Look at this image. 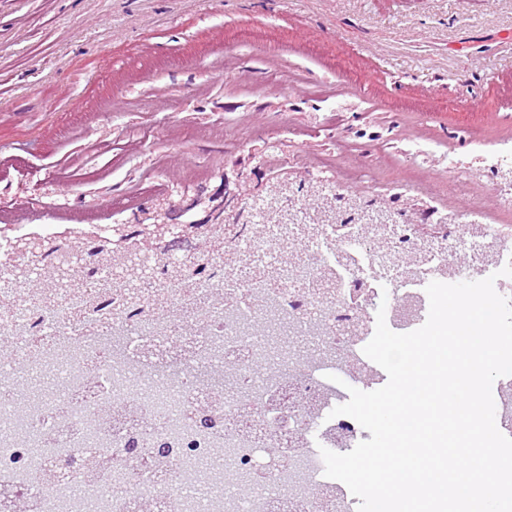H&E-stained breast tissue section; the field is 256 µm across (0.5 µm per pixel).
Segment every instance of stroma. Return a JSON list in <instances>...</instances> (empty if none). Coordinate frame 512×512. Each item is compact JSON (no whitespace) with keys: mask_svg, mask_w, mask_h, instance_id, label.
Wrapping results in <instances>:
<instances>
[{"mask_svg":"<svg viewBox=\"0 0 512 512\" xmlns=\"http://www.w3.org/2000/svg\"><path fill=\"white\" fill-rule=\"evenodd\" d=\"M243 26L267 35L237 41ZM500 141L512 0H0L11 235H81L259 161L330 181L355 169V191L512 228L480 157Z\"/></svg>","mask_w":512,"mask_h":512,"instance_id":"stroma-1","label":"stroma"}]
</instances>
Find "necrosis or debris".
I'll list each match as a JSON object with an SVG mask.
<instances>
[{
    "mask_svg": "<svg viewBox=\"0 0 512 512\" xmlns=\"http://www.w3.org/2000/svg\"><path fill=\"white\" fill-rule=\"evenodd\" d=\"M434 245L412 225L264 224L190 262L193 285L163 279L68 291L58 303L20 297L0 234V314L12 358L0 376L51 369L38 399L0 395V485L28 512H353L321 449L355 445L362 427L331 417L342 398L327 377L363 371L365 318L425 287L497 276L512 298V238L479 210L439 213ZM301 249L289 253V243ZM422 256L416 276L395 254ZM265 332H255V323ZM224 458L228 479L195 486L197 461ZM83 498L70 493L73 485Z\"/></svg>",
    "mask_w": 512,
    "mask_h": 512,
    "instance_id": "1",
    "label": "necrosis or debris"
}]
</instances>
